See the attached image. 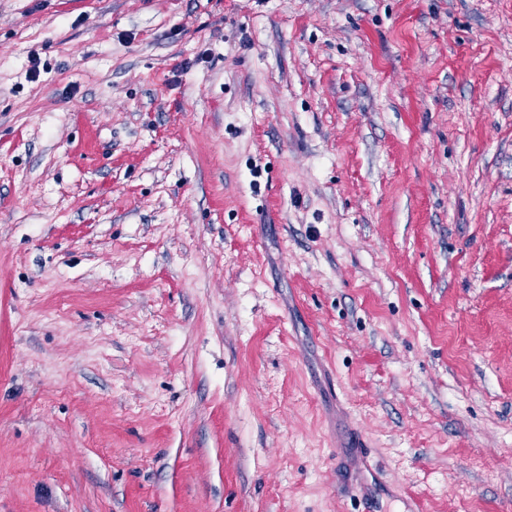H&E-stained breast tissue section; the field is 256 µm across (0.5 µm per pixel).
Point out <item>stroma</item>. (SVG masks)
I'll list each match as a JSON object with an SVG mask.
<instances>
[{
  "instance_id": "1",
  "label": "stroma",
  "mask_w": 512,
  "mask_h": 512,
  "mask_svg": "<svg viewBox=\"0 0 512 512\" xmlns=\"http://www.w3.org/2000/svg\"><path fill=\"white\" fill-rule=\"evenodd\" d=\"M512 512V0H0V512Z\"/></svg>"
}]
</instances>
